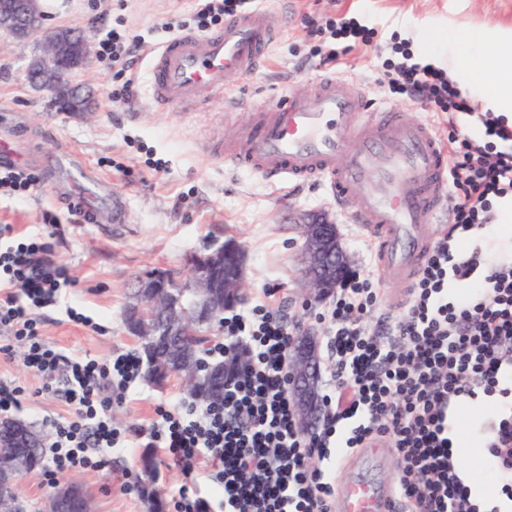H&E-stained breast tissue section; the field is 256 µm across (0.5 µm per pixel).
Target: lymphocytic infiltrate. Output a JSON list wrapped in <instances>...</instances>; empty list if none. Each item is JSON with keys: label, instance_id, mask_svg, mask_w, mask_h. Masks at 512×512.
Returning <instances> with one entry per match:
<instances>
[{"label": "lymphocytic infiltrate", "instance_id": "lymphocytic-infiltrate-1", "mask_svg": "<svg viewBox=\"0 0 512 512\" xmlns=\"http://www.w3.org/2000/svg\"><path fill=\"white\" fill-rule=\"evenodd\" d=\"M309 24L318 38L309 60L319 69L366 51L374 34L353 16L318 14ZM141 46L115 27L97 56L120 78L127 56ZM383 77L394 97L431 113L451 146L448 234L437 240L395 319L372 326L382 295L367 274L350 275L319 312L333 385L323 397L324 428L314 438H304L296 425L284 375L298 325L262 305L225 318V335L248 345L253 360L226 388L223 407H161L150 427L152 447L164 449L187 479L175 512H202L203 500L191 492L201 474L222 512H330L335 486L308 459L325 455L336 435L350 448L393 439L407 512H484L455 467L448 435V413L464 396H501L487 463L495 470L512 464V255H493L483 245L499 211L512 207V124L463 93L446 70L414 56L408 43H392ZM13 234L12 225H0V332L24 345L25 366L68 408L53 423L54 467L45 474L51 482L104 465V451L116 447L120 435L105 389L113 385L126 394L140 361L132 353L103 363L71 358L44 343L38 311L70 280L40 237L17 241ZM453 283L465 285L466 294L449 297ZM355 417L359 425L346 428Z\"/></svg>", "mask_w": 512, "mask_h": 512}]
</instances>
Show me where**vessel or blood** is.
I'll list each match as a JSON object with an SVG mask.
<instances>
[{"label": "vessel or blood", "mask_w": 512, "mask_h": 512, "mask_svg": "<svg viewBox=\"0 0 512 512\" xmlns=\"http://www.w3.org/2000/svg\"><path fill=\"white\" fill-rule=\"evenodd\" d=\"M277 33L273 15L259 6L225 18L214 32L170 39L150 53L153 105L185 110L223 90L230 77L256 71ZM206 151L270 180L329 183L375 244L380 270L404 287L448 231L435 221L447 204L448 158L434 128L393 106L371 108L359 85L335 75L320 77L307 93L256 109L233 138L208 143ZM66 170L68 199L85 223H122L120 205H96L89 188L98 179L87 166ZM400 502L393 485L353 481L330 508L400 512Z\"/></svg>", "instance_id": "1"}]
</instances>
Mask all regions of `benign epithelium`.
<instances>
[{"mask_svg": "<svg viewBox=\"0 0 512 512\" xmlns=\"http://www.w3.org/2000/svg\"><path fill=\"white\" fill-rule=\"evenodd\" d=\"M40 0H0V31H6L19 40H34L41 53L28 68V79L38 88L50 93L53 103L62 112H86L90 101L79 90L70 86L67 75L86 63L88 44L76 31L48 28ZM302 244L299 251L304 283L309 288L308 299H325L350 274L352 263L340 241L337 225L325 212H308L300 220ZM246 257L234 242L204 256L190 260V273L184 280H173L167 288L152 275L138 281L129 310L141 315L144 306L164 301L177 304L181 294L190 307L205 309L210 318L223 316L229 307L243 296ZM229 265L234 275L219 282L215 273ZM183 327L168 320L161 323L139 322L141 336H179ZM321 358L315 336L306 332L293 338L288 358V395L297 424L306 435L317 432L323 415V401L319 388ZM8 430L7 439L0 441V482L9 481V475L24 463L17 448L36 445L29 429L11 418L0 420ZM86 494L76 484L61 488L52 501V512H85Z\"/></svg>", "mask_w": 512, "mask_h": 512, "instance_id": "1", "label": "benign epithelium"}]
</instances>
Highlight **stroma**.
I'll return each instance as SVG.
<instances>
[{
    "mask_svg": "<svg viewBox=\"0 0 512 512\" xmlns=\"http://www.w3.org/2000/svg\"><path fill=\"white\" fill-rule=\"evenodd\" d=\"M46 27L79 26L92 42H99L116 22H123L145 46L134 52L129 72V95L113 101L112 73L97 58L72 74L70 82L91 96L92 115L59 111L47 93L34 88L26 71L38 52L35 41L21 42L0 32V114L15 113L27 155L21 166L36 174L39 186L25 202L0 198V225H13L16 234L40 236L53 261L64 267L72 284L60 301L41 311L44 341L71 358L105 360L134 351L123 309L129 284L138 276L169 272L186 278L192 257L235 239L248 255V283L244 307L264 303L297 321L301 329L325 336L317 320L323 302L306 303L297 253L300 240L294 214L325 211L336 220L343 244L355 269L382 280L375 250L359 225L349 222L324 184H273L251 171L212 159L204 150L209 140L232 135L254 108L280 101L290 91L308 90L319 72L307 61L315 43L307 16L340 13L347 9L371 11L376 30L366 58L344 70L360 82L371 104L390 103L386 84L379 82L381 56L393 33L404 31L419 56L447 67L456 52L457 36L490 35L499 48L512 54V0H266L265 7L285 27L272 43L267 59L256 72L231 81L224 91L198 103L187 115L156 109L150 100L148 54L170 39L166 25L177 22L185 31L194 23L192 0H42ZM72 154L100 176L99 192L120 202L127 216L122 224H76L61 205L62 192L52 173L36 161L56 153ZM91 318L85 326L72 321L67 307ZM24 349L14 345L11 355L0 354V381L22 387L19 406L10 417L31 425L52 443V422L67 408L43 380L25 367ZM183 400L180 382L171 379L155 387L136 380L125 400L117 404L118 426L128 431L126 446L107 454L100 470L63 474L66 482L83 486L96 512H145L138 493L139 457L145 434L158 406ZM474 401L462 399L453 415L466 437L456 455L462 477L472 485L499 483L488 469L477 432L479 422L494 411L485 401L474 411ZM327 459L312 466L333 474L336 484L363 480L378 484L395 481L399 459L392 441H384L379 464L351 467L354 451L330 445ZM53 466L44 458L40 468L21 476L16 484L23 512H45L55 488L43 479Z\"/></svg>",
    "mask_w": 512,
    "mask_h": 512,
    "instance_id": "stroma-1",
    "label": "stroma"
}]
</instances>
